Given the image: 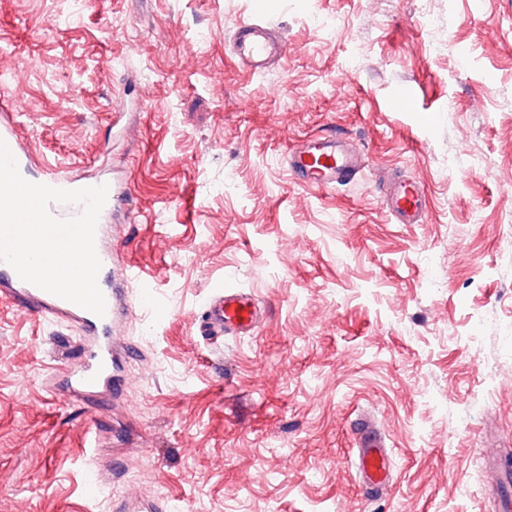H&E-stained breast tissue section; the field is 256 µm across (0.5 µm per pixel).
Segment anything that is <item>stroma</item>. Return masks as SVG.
I'll return each instance as SVG.
<instances>
[{"mask_svg": "<svg viewBox=\"0 0 512 512\" xmlns=\"http://www.w3.org/2000/svg\"><path fill=\"white\" fill-rule=\"evenodd\" d=\"M264 3L288 55L252 74L231 55L252 0H0V105L48 171L126 182L123 253L168 307L131 308V384L91 406L61 384L81 329L0 298V512H495L481 457L512 458V0ZM326 133L368 164L304 187L288 153ZM395 176L423 186L424 223L388 215ZM222 282L267 314L211 346L201 304ZM367 414L393 450L381 495L353 465ZM95 461L111 484L92 495Z\"/></svg>", "mask_w": 512, "mask_h": 512, "instance_id": "35a3bbf8", "label": "stroma"}]
</instances>
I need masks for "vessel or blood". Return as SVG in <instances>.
Returning <instances> with one entry per match:
<instances>
[{"label":"vessel or blood","instance_id":"1","mask_svg":"<svg viewBox=\"0 0 512 512\" xmlns=\"http://www.w3.org/2000/svg\"><path fill=\"white\" fill-rule=\"evenodd\" d=\"M237 63L253 71L267 69L285 53L284 41L268 28L262 17L237 26L232 42ZM0 139L9 147L20 173H30L33 161L22 145L12 113L0 114ZM288 168L300 175L304 184L323 188L352 181L364 167L360 150L336 135L306 140L288 155ZM385 208L397 224L422 223L428 208L421 185L410 178L388 182L384 193ZM107 227H96L95 248L101 261L97 282L106 302L104 316H97L81 306L22 280L7 263L0 261V295L30 313L49 316L58 323L78 325L83 334L66 380L68 392L90 399L106 390L121 391L125 380L117 375V339L113 329L128 310L127 287L140 286V305L154 318H162L164 307L150 278L141 268L123 261L119 241H107ZM264 309L250 291L217 286L204 300L200 336L255 335ZM352 453L364 484L381 490L388 486L392 450L385 434L370 418L363 417L356 426ZM484 464L493 475L490 487L500 512H512V468L504 466L499 456L486 455Z\"/></svg>","mask_w":512,"mask_h":512}]
</instances>
